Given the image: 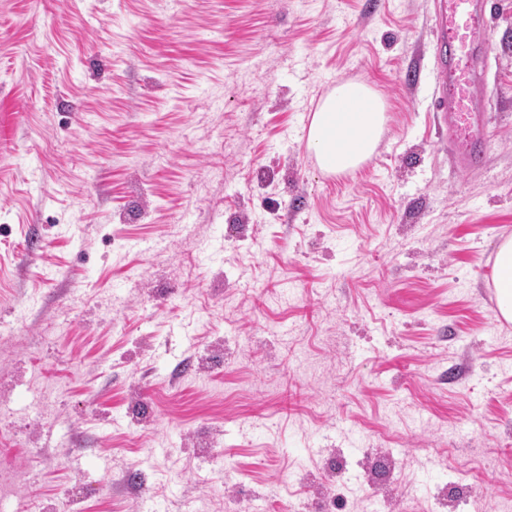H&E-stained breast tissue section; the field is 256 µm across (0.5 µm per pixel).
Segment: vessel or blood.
Here are the masks:
<instances>
[{"instance_id": "1", "label": "vessel or blood", "mask_w": 512, "mask_h": 512, "mask_svg": "<svg viewBox=\"0 0 512 512\" xmlns=\"http://www.w3.org/2000/svg\"><path fill=\"white\" fill-rule=\"evenodd\" d=\"M486 0H436L431 27L435 50L432 109L448 136L458 170L483 166L491 135L476 97L483 82Z\"/></svg>"}]
</instances>
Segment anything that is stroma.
Wrapping results in <instances>:
<instances>
[{
  "label": "stroma",
  "mask_w": 512,
  "mask_h": 512,
  "mask_svg": "<svg viewBox=\"0 0 512 512\" xmlns=\"http://www.w3.org/2000/svg\"><path fill=\"white\" fill-rule=\"evenodd\" d=\"M456 169L434 0H0V512L512 500V0ZM387 123L323 176L304 115ZM150 244L142 253L141 244ZM385 121L384 102L366 83H341L313 113L307 148L326 174L352 172L374 153ZM493 287L496 305L499 312L498 320L512 323V237L499 242L493 269Z\"/></svg>",
  "instance_id": "35a3bbf8"
}]
</instances>
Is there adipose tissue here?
Here are the masks:
<instances>
[{
	"mask_svg": "<svg viewBox=\"0 0 512 512\" xmlns=\"http://www.w3.org/2000/svg\"><path fill=\"white\" fill-rule=\"evenodd\" d=\"M386 121L383 100L366 83L336 86L312 116L308 149L322 162V170L341 175L360 168L374 153ZM493 287L501 322L512 323V237L499 242Z\"/></svg>",
	"mask_w": 512,
	"mask_h": 512,
	"instance_id": "ef3b65f1",
	"label": "adipose tissue"
}]
</instances>
